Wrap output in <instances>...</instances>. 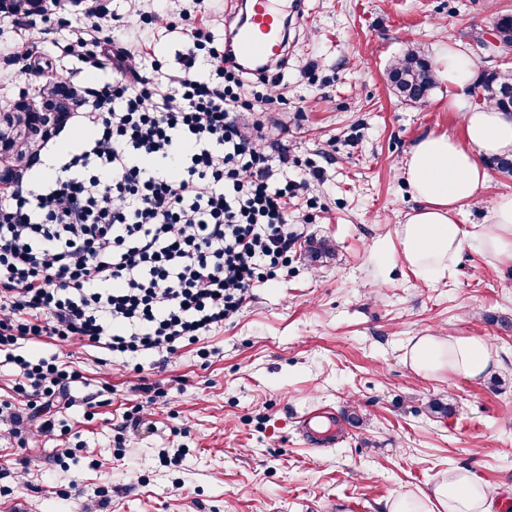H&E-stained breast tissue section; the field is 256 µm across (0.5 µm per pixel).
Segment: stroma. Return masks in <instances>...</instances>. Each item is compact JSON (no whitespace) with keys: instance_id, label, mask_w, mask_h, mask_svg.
Listing matches in <instances>:
<instances>
[{"instance_id":"stroma-1","label":"stroma","mask_w":512,"mask_h":512,"mask_svg":"<svg viewBox=\"0 0 512 512\" xmlns=\"http://www.w3.org/2000/svg\"><path fill=\"white\" fill-rule=\"evenodd\" d=\"M61 8L69 24L48 36L53 70L84 84L86 74L62 53L87 24L84 7L62 0ZM504 14L512 0H305L303 18L289 25L284 101L265 106L260 119L264 146L288 153L285 175L322 171L288 211L303 224L316 202L306 238L326 242L332 255L314 260L299 247L288 277L253 288L223 328L163 368L142 358V379L167 392L143 426L123 424L142 394L107 350L23 345L25 354L58 355L83 381L68 404L34 411L31 423L0 421V512H83L99 493L103 512H386L388 499L419 494L452 467L512 503V262L469 241L449 275L425 284L399 257L378 255L418 206L400 173L411 147L431 133L464 137L445 82L427 102L409 104L390 85L389 66L412 47L431 58L457 44L474 78L510 68L477 46ZM122 34L149 48L144 68L158 57L177 72L181 30L133 20ZM509 193L512 178L491 172L459 223L479 231L491 201ZM438 329L488 337L500 369L470 382L415 375L404 347ZM104 386L107 401L87 408L85 396ZM434 399L451 400L454 413L431 412ZM352 409L359 425L345 419ZM315 410L338 420L335 446L304 439V416ZM46 418L55 438L36 432Z\"/></svg>"}]
</instances>
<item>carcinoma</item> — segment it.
Here are the masks:
<instances>
[{
  "label": "carcinoma",
  "instance_id": "1",
  "mask_svg": "<svg viewBox=\"0 0 512 512\" xmlns=\"http://www.w3.org/2000/svg\"><path fill=\"white\" fill-rule=\"evenodd\" d=\"M46 13L41 0H12L11 14L33 17ZM40 74L34 86L37 103L22 95L18 99L0 106V146L4 154L12 159V179H17L27 169L28 156L35 154L43 143V129L34 125V114H50V126H61L70 115L77 101L73 86L62 76L53 72L47 59L34 62ZM388 78L397 95L405 102L426 101L436 87V77L420 51L408 50L391 66ZM486 102L501 112L512 113V99L502 97V89L512 88V71L490 72L481 81ZM27 146L26 152L17 150V145Z\"/></svg>",
  "mask_w": 512,
  "mask_h": 512
}]
</instances>
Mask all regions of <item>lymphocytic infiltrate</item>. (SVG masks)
Instances as JSON below:
<instances>
[{
	"label": "lymphocytic infiltrate",
	"instance_id": "1",
	"mask_svg": "<svg viewBox=\"0 0 512 512\" xmlns=\"http://www.w3.org/2000/svg\"><path fill=\"white\" fill-rule=\"evenodd\" d=\"M172 84L143 72L101 27L63 51L111 82L83 85L80 140L50 179L21 175L0 196V350L45 338L103 345L159 364L238 314L287 273L302 237L288 202L307 178L278 179L254 99L207 27L184 24ZM208 80L195 77L198 63ZM17 394L50 407L80 374L57 356L15 357Z\"/></svg>",
	"mask_w": 512,
	"mask_h": 512
}]
</instances>
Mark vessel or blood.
Returning <instances> with one entry per match:
<instances>
[{
    "label": "vessel or blood",
    "instance_id": "vessel-or-blood-1",
    "mask_svg": "<svg viewBox=\"0 0 512 512\" xmlns=\"http://www.w3.org/2000/svg\"><path fill=\"white\" fill-rule=\"evenodd\" d=\"M286 15L302 17L299 0H245L241 10L227 13L224 46L231 60L258 70L279 62L285 48L280 22Z\"/></svg>",
    "mask_w": 512,
    "mask_h": 512
}]
</instances>
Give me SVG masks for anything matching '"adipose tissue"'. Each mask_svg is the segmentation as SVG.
<instances>
[{
	"label": "adipose tissue",
	"instance_id": "obj_1",
	"mask_svg": "<svg viewBox=\"0 0 512 512\" xmlns=\"http://www.w3.org/2000/svg\"><path fill=\"white\" fill-rule=\"evenodd\" d=\"M448 83L450 106L461 112L465 136L455 140L429 134L412 147L401 176L418 208L397 225L386 252L398 254L422 282L442 278L470 238L456 219L459 208L487 183V162L512 158V117L494 107L473 105L466 93L473 63L462 51L443 47L431 62ZM475 238L480 250L499 261H512V194L497 197L489 222ZM405 363L418 375L449 374L476 381L499 366L493 344L484 337L423 333L410 337ZM495 493L465 468L439 476L419 495L398 496L388 512H494Z\"/></svg>",
	"mask_w": 512,
	"mask_h": 512
}]
</instances>
